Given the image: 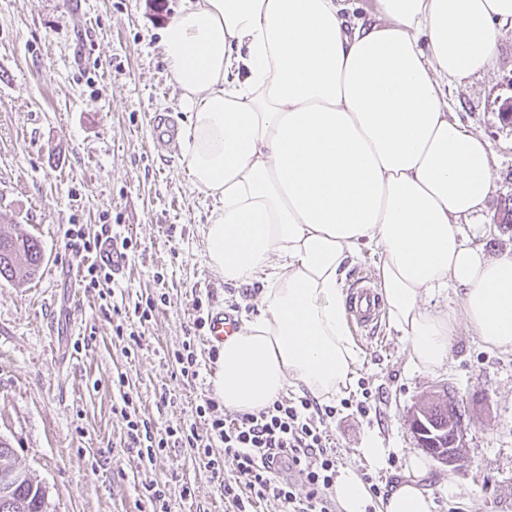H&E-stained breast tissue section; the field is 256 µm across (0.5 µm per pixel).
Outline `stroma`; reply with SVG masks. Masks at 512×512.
<instances>
[{
	"mask_svg": "<svg viewBox=\"0 0 512 512\" xmlns=\"http://www.w3.org/2000/svg\"><path fill=\"white\" fill-rule=\"evenodd\" d=\"M181 0H0V230L38 237L39 276L0 279V439L16 466L45 486L50 512H147L144 487L166 485L170 512H224V496L187 448L141 464L127 447L118 408L131 400L149 426L194 423L213 392L216 365L194 304L235 319L258 312L261 283L233 287L214 270L202 229L214 202L191 183L180 142L153 149L154 117L177 129L189 115L167 73L161 28ZM512 28L501 27L490 65L448 87L451 118L493 151V193L465 230L488 254L512 252V228L496 220L512 197ZM122 225L138 243L113 300L80 285L67 225ZM165 298L139 341L117 339L113 303ZM381 342L358 347L347 405L326 422L340 467L388 491L422 455L410 430L418 400L453 389L465 410L463 459L429 460L434 512H512V354L484 347L458 327L440 371H413L389 325ZM194 336L199 376L184 379L167 359ZM368 401V413L357 409ZM386 450L381 465L361 454L367 437ZM460 492L448 497V480Z\"/></svg>",
	"mask_w": 512,
	"mask_h": 512,
	"instance_id": "35a3bbf8",
	"label": "stroma"
}]
</instances>
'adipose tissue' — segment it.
<instances>
[{
	"label": "adipose tissue",
	"instance_id": "ef3b65f1",
	"mask_svg": "<svg viewBox=\"0 0 512 512\" xmlns=\"http://www.w3.org/2000/svg\"><path fill=\"white\" fill-rule=\"evenodd\" d=\"M507 23L512 0H185L161 30L191 182L219 202L208 260L227 284L265 285L210 378L225 410L351 386L343 282L366 246L412 368L445 367L459 321L512 353V254L463 230L493 191L492 151L445 93L486 69ZM445 291L458 315L426 307ZM427 472L412 458L383 512H433Z\"/></svg>",
	"mask_w": 512,
	"mask_h": 512
}]
</instances>
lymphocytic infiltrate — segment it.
<instances>
[{"label":"lymphocytic infiltrate","instance_id":"1","mask_svg":"<svg viewBox=\"0 0 512 512\" xmlns=\"http://www.w3.org/2000/svg\"><path fill=\"white\" fill-rule=\"evenodd\" d=\"M65 236L84 264L82 283L90 290L113 281L111 268L99 257L101 241H111L125 257L137 249L115 224L101 225L95 234L71 224ZM195 411L202 425H168L152 433L145 421L122 410L127 442L138 458L149 460L173 443L193 450L222 488L227 512H256L269 499L281 502L285 512H333L338 458L324 420L335 407L306 396L282 397L259 412L228 415L208 396ZM216 441L223 454L214 453ZM241 475L248 479L243 487L237 483Z\"/></svg>","mask_w":512,"mask_h":512}]
</instances>
